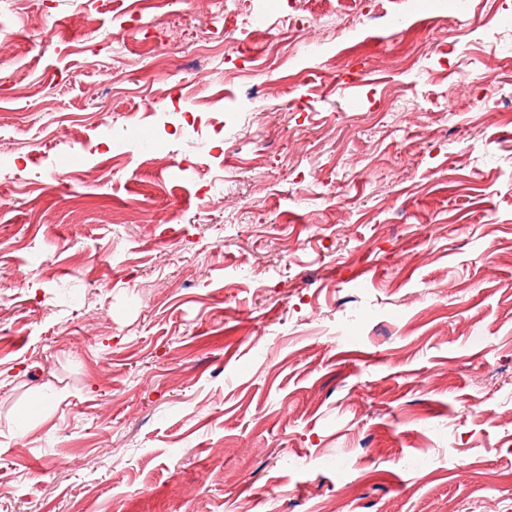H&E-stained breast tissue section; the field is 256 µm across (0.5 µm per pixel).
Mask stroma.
<instances>
[{
	"label": "stroma",
	"mask_w": 512,
	"mask_h": 512,
	"mask_svg": "<svg viewBox=\"0 0 512 512\" xmlns=\"http://www.w3.org/2000/svg\"><path fill=\"white\" fill-rule=\"evenodd\" d=\"M474 6L355 0L247 80L224 0H0V512H512V0Z\"/></svg>",
	"instance_id": "35a3bbf8"
}]
</instances>
